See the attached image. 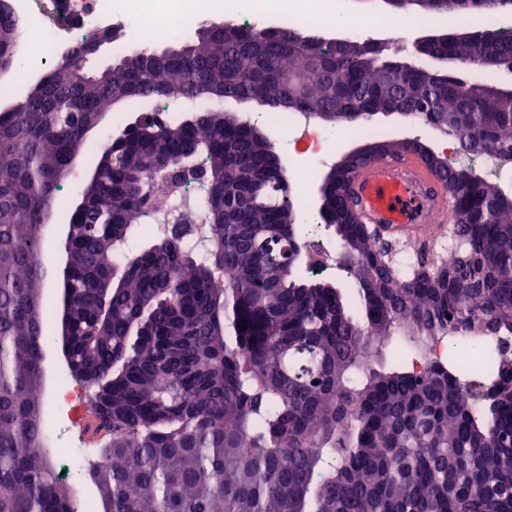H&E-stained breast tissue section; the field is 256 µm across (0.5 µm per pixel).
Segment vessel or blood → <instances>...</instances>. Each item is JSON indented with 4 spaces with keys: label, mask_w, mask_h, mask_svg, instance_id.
Wrapping results in <instances>:
<instances>
[{
    "label": "vessel or blood",
    "mask_w": 512,
    "mask_h": 512,
    "mask_svg": "<svg viewBox=\"0 0 512 512\" xmlns=\"http://www.w3.org/2000/svg\"><path fill=\"white\" fill-rule=\"evenodd\" d=\"M352 183L359 195L362 223L408 238L423 225L448 221L450 197L418 155L359 168Z\"/></svg>",
    "instance_id": "1"
}]
</instances>
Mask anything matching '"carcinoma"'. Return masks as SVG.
<instances>
[{"instance_id": "cac0c4a2", "label": "carcinoma", "mask_w": 512, "mask_h": 512, "mask_svg": "<svg viewBox=\"0 0 512 512\" xmlns=\"http://www.w3.org/2000/svg\"><path fill=\"white\" fill-rule=\"evenodd\" d=\"M466 16L512 0H405ZM14 24L0 14V71L15 66ZM460 64L512 65V37L472 30L438 44ZM164 73L167 80L157 81ZM208 92L269 112L324 118L403 110L467 148L512 158V106L457 71L412 73L362 41L231 26L209 38L119 57L84 80L60 68L0 113V512H76L43 445L44 351L54 305L42 232L60 176L92 147L117 102ZM376 160L415 152L378 140ZM164 151L205 168V257L176 234L118 264L152 198ZM271 144L222 109L166 121L141 113L98 147L101 171L70 212L73 309L69 373L93 384L110 428L90 473L101 512H512V197L460 167L438 173L448 228L431 257L351 213V170L326 196L356 292L288 269L298 206ZM448 239L453 263L441 254ZM224 269V289L211 288ZM470 334L486 381L475 385L441 341ZM401 355L383 367V349Z\"/></svg>"}]
</instances>
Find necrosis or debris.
<instances>
[{
	"label": "necrosis or debris",
	"instance_id": "1",
	"mask_svg": "<svg viewBox=\"0 0 512 512\" xmlns=\"http://www.w3.org/2000/svg\"><path fill=\"white\" fill-rule=\"evenodd\" d=\"M221 0H53L52 15H45L40 0H13L12 16L19 23V35L14 48L22 64L0 76L14 96H22L30 80L26 63L37 57L41 64L52 65L71 55L82 37L91 31L113 27L122 31L124 42L115 44V52H123L130 43L159 44L189 35L196 21L217 11ZM324 0H242L235 13L237 24L254 27L260 24L281 25L290 31L322 29L331 21L323 8ZM381 32L390 45L399 46L410 36L407 25L394 27L374 13L360 16L344 29L347 39H366ZM262 121L274 127L280 141H305L314 159L307 171L315 178L333 152L345 130L328 134L311 117L299 112H266ZM203 193L196 183H189L176 196L154 198L141 224L152 235L172 229V223L183 216L200 212Z\"/></svg>",
	"mask_w": 512,
	"mask_h": 512
}]
</instances>
